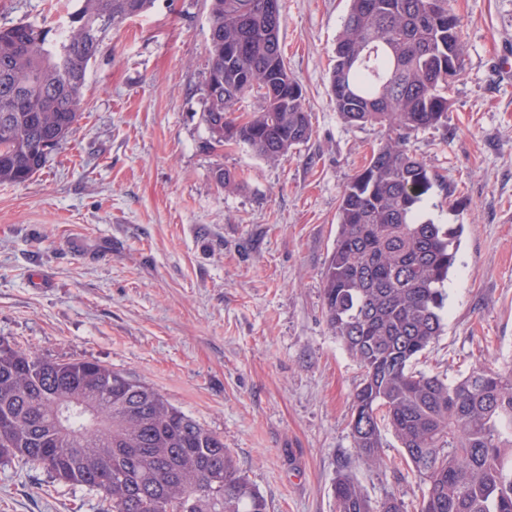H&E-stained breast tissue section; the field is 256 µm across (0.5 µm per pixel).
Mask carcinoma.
Listing matches in <instances>:
<instances>
[{
  "label": "carcinoma",
  "instance_id": "1",
  "mask_svg": "<svg viewBox=\"0 0 512 512\" xmlns=\"http://www.w3.org/2000/svg\"><path fill=\"white\" fill-rule=\"evenodd\" d=\"M154 0H76L66 24L0 27V183L30 181L84 111L89 69L111 29ZM281 0H209L202 120L215 146L274 163L312 136L280 42ZM464 27L451 0H350L329 88L342 120L386 135L344 188L322 272L323 309L362 368L349 427L367 464L388 469L385 434L424 485L418 512H512V368L449 381L415 364L441 335L459 229L421 210L431 186L410 134L448 125ZM262 99L247 120L249 94ZM98 492L112 512H267L219 434L159 392L94 361H53L0 339V458ZM336 512H405L372 502L353 475Z\"/></svg>",
  "mask_w": 512,
  "mask_h": 512
}]
</instances>
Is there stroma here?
Wrapping results in <instances>:
<instances>
[{"instance_id":"1","label":"stroma","mask_w":512,"mask_h":512,"mask_svg":"<svg viewBox=\"0 0 512 512\" xmlns=\"http://www.w3.org/2000/svg\"><path fill=\"white\" fill-rule=\"evenodd\" d=\"M350 0H283L280 41L311 139L271 164L212 147L201 119L207 0H155L112 30L68 143L24 184L0 183V337L91 360L162 394L224 438L269 512H335L348 469L375 501L417 512L422 484L365 465L348 426L362 371L324 316L322 271L349 178L384 136L329 92ZM466 37L448 125L413 133L438 224L462 225L444 330L418 370L451 379L512 365V0H452ZM75 0H0V26H57ZM233 173L224 191L217 169ZM99 494L0 462V512H107Z\"/></svg>"}]
</instances>
